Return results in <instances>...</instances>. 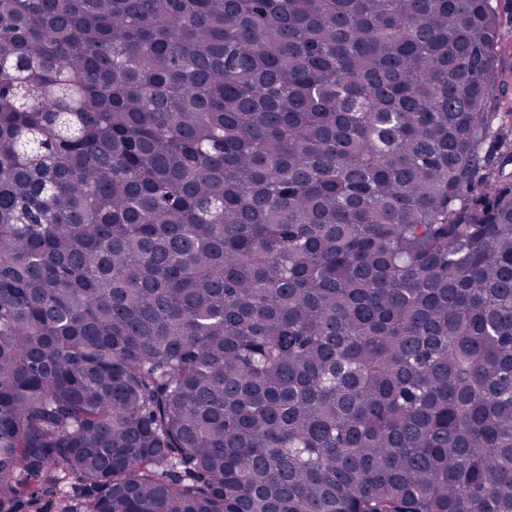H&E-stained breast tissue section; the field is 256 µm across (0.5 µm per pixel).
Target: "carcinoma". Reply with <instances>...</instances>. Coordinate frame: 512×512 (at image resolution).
Listing matches in <instances>:
<instances>
[{"label":"carcinoma","mask_w":512,"mask_h":512,"mask_svg":"<svg viewBox=\"0 0 512 512\" xmlns=\"http://www.w3.org/2000/svg\"><path fill=\"white\" fill-rule=\"evenodd\" d=\"M491 0H0V512H512Z\"/></svg>","instance_id":"cac0c4a2"}]
</instances>
